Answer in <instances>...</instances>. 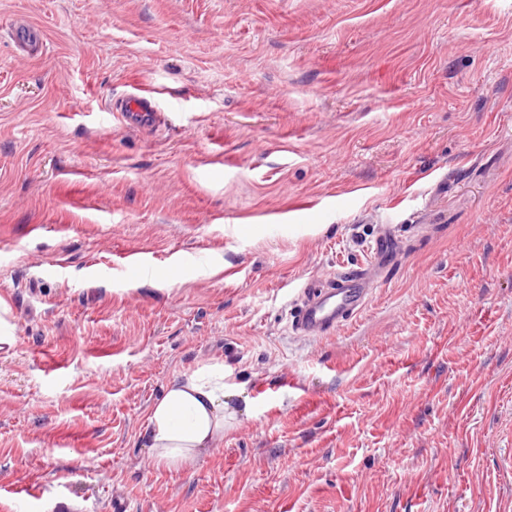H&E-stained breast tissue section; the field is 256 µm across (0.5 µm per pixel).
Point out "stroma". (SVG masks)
Here are the masks:
<instances>
[{"label": "stroma", "instance_id": "1", "mask_svg": "<svg viewBox=\"0 0 512 512\" xmlns=\"http://www.w3.org/2000/svg\"><path fill=\"white\" fill-rule=\"evenodd\" d=\"M387 226L366 307L296 336ZM0 298V512H512V0H0ZM213 363L247 412L157 467L149 407ZM119 112L121 120L126 124L135 120L152 126L158 119L157 107L149 94L139 93L125 98Z\"/></svg>", "mask_w": 512, "mask_h": 512}]
</instances>
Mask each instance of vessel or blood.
Returning <instances> with one entry per match:
<instances>
[{
  "label": "vessel or blood",
  "instance_id": "vessel-or-blood-1",
  "mask_svg": "<svg viewBox=\"0 0 512 512\" xmlns=\"http://www.w3.org/2000/svg\"><path fill=\"white\" fill-rule=\"evenodd\" d=\"M123 122L154 125L158 111L150 95L139 93L120 105ZM398 242L392 232L378 234L370 249L369 262L328 274L323 281L304 284L292 307L291 327L298 336L317 339L334 333L364 309L379 281L376 271L387 268Z\"/></svg>",
  "mask_w": 512,
  "mask_h": 512
}]
</instances>
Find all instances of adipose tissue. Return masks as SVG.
<instances>
[{"instance_id": "adipose-tissue-1", "label": "adipose tissue", "mask_w": 512, "mask_h": 512, "mask_svg": "<svg viewBox=\"0 0 512 512\" xmlns=\"http://www.w3.org/2000/svg\"><path fill=\"white\" fill-rule=\"evenodd\" d=\"M229 395L223 365L174 375L150 406L141 433L156 465H180L218 447L239 414Z\"/></svg>"}]
</instances>
